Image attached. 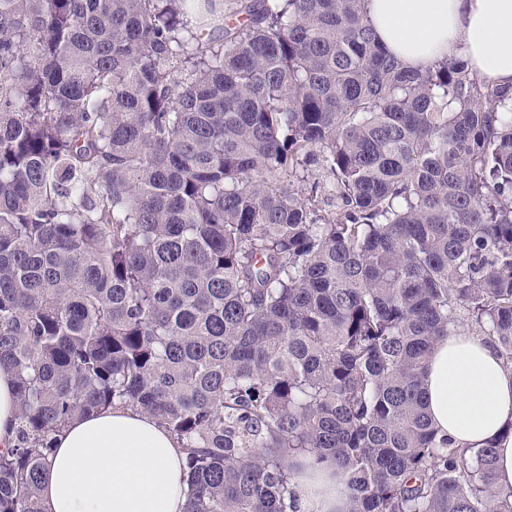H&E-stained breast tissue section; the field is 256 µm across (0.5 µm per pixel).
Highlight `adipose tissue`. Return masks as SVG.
Wrapping results in <instances>:
<instances>
[{
  "label": "adipose tissue",
  "instance_id": "1",
  "mask_svg": "<svg viewBox=\"0 0 512 512\" xmlns=\"http://www.w3.org/2000/svg\"><path fill=\"white\" fill-rule=\"evenodd\" d=\"M380 44L402 67L460 60L512 92V0H363ZM14 374L0 366V448L17 428ZM427 409L440 435L481 446L512 420V371L484 338L440 340L427 364ZM42 478L45 512H184L185 453L156 419L117 406L73 422L56 438ZM294 512H345L336 467L301 460Z\"/></svg>",
  "mask_w": 512,
  "mask_h": 512
}]
</instances>
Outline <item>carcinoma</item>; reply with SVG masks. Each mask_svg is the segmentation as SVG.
I'll return each instance as SVG.
<instances>
[{
  "label": "carcinoma",
  "mask_w": 512,
  "mask_h": 512,
  "mask_svg": "<svg viewBox=\"0 0 512 512\" xmlns=\"http://www.w3.org/2000/svg\"><path fill=\"white\" fill-rule=\"evenodd\" d=\"M362 2L0 0V512L112 406L181 443L185 512H291L306 457L347 512H512L423 391L463 322L512 364V96ZM14 374L0 366V448L14 444L17 428V401L13 389Z\"/></svg>",
  "instance_id": "cac0c4a2"
}]
</instances>
